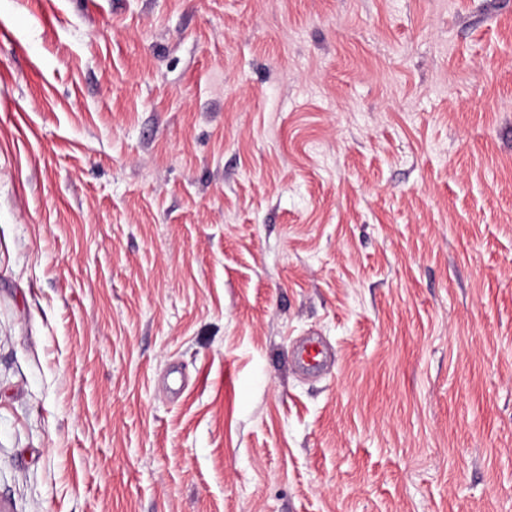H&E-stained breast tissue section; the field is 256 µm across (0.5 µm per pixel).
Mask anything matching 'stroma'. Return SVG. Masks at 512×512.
<instances>
[{
	"label": "stroma",
	"mask_w": 512,
	"mask_h": 512,
	"mask_svg": "<svg viewBox=\"0 0 512 512\" xmlns=\"http://www.w3.org/2000/svg\"><path fill=\"white\" fill-rule=\"evenodd\" d=\"M0 512H512V0H0ZM297 365L309 372L321 371L327 363L328 353L319 340L308 339L295 352Z\"/></svg>",
	"instance_id": "1"
}]
</instances>
